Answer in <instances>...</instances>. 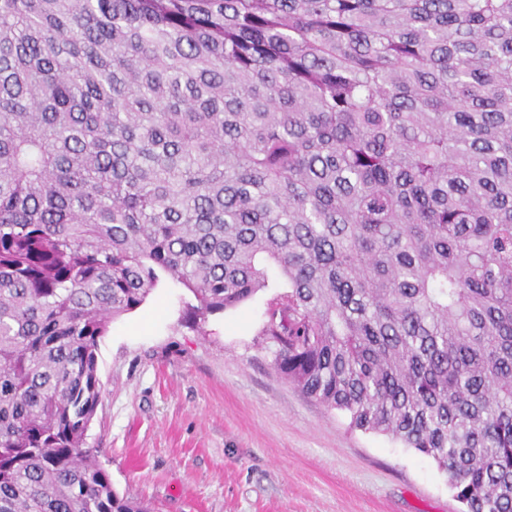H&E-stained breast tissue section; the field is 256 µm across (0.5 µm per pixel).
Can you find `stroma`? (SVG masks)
Masks as SVG:
<instances>
[{
  "label": "stroma",
  "mask_w": 512,
  "mask_h": 512,
  "mask_svg": "<svg viewBox=\"0 0 512 512\" xmlns=\"http://www.w3.org/2000/svg\"><path fill=\"white\" fill-rule=\"evenodd\" d=\"M275 294L202 322L164 280L109 324L86 441L116 494L151 512H462L430 457L349 428L276 372L261 333Z\"/></svg>",
  "instance_id": "stroma-1"
}]
</instances>
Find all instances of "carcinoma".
<instances>
[{
	"label": "carcinoma",
	"instance_id": "1",
	"mask_svg": "<svg viewBox=\"0 0 512 512\" xmlns=\"http://www.w3.org/2000/svg\"><path fill=\"white\" fill-rule=\"evenodd\" d=\"M164 278L512 512V0H0V512H148L86 431Z\"/></svg>",
	"mask_w": 512,
	"mask_h": 512
}]
</instances>
